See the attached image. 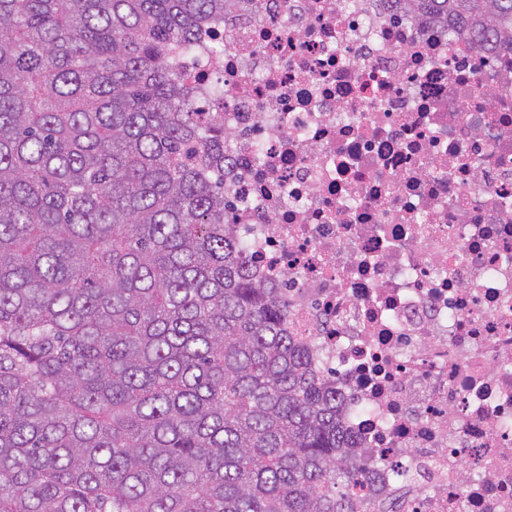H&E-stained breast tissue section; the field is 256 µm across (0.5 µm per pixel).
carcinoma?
<instances>
[{"label": "carcinoma", "instance_id": "obj_1", "mask_svg": "<svg viewBox=\"0 0 512 512\" xmlns=\"http://www.w3.org/2000/svg\"><path fill=\"white\" fill-rule=\"evenodd\" d=\"M407 2L512 39V0ZM234 3L0 0V512H366L171 61Z\"/></svg>", "mask_w": 512, "mask_h": 512}]
</instances>
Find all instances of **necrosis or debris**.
<instances>
[{"label":"necrosis or debris","mask_w":512,"mask_h":512,"mask_svg":"<svg viewBox=\"0 0 512 512\" xmlns=\"http://www.w3.org/2000/svg\"><path fill=\"white\" fill-rule=\"evenodd\" d=\"M181 64L369 512H512V50L408 0H238Z\"/></svg>","instance_id":"necrosis-or-debris-1"}]
</instances>
